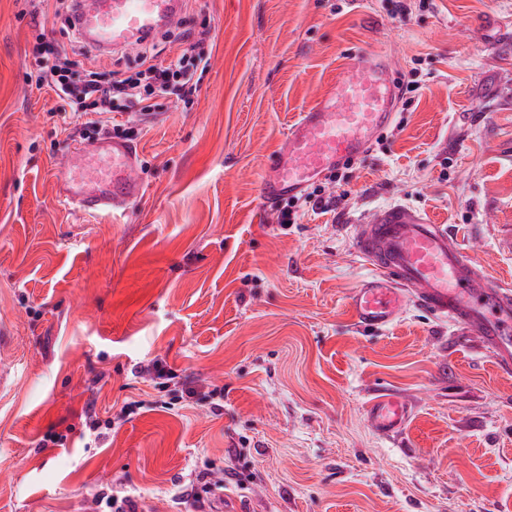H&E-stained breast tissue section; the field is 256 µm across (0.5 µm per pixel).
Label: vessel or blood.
Here are the masks:
<instances>
[{
  "label": "vessel or blood",
  "mask_w": 512,
  "mask_h": 512,
  "mask_svg": "<svg viewBox=\"0 0 512 512\" xmlns=\"http://www.w3.org/2000/svg\"><path fill=\"white\" fill-rule=\"evenodd\" d=\"M183 0H77L75 31L95 48H130L177 23ZM349 73L299 113L275 156L261 191L268 200L302 191L312 181L363 157L393 121L396 87L383 51L360 53ZM136 150L115 139L70 148L53 177L64 201L83 213L127 210L140 193ZM354 248L371 269L349 297L357 324L379 330L398 319L408 302L462 326L512 372V285L493 280L440 224L393 206L351 227ZM411 415L401 397L380 393L366 418L382 438H395Z\"/></svg>",
  "instance_id": "vessel-or-blood-1"
}]
</instances>
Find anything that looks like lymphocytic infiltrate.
<instances>
[{
  "label": "lymphocytic infiltrate",
  "mask_w": 512,
  "mask_h": 512,
  "mask_svg": "<svg viewBox=\"0 0 512 512\" xmlns=\"http://www.w3.org/2000/svg\"><path fill=\"white\" fill-rule=\"evenodd\" d=\"M205 33H180L182 50L168 60L143 57L137 73L125 75L113 71L102 76L88 67L77 53L64 45L37 35L33 53L40 62L36 74L27 75L28 84L54 93L55 116L68 121L74 134L84 137L88 132L109 138L135 137L134 128L113 123L111 115L123 112L146 116L157 110L158 99L181 98L196 89L195 76L207 69L209 54L204 51Z\"/></svg>",
  "instance_id": "lymphocytic-infiltrate-1"
}]
</instances>
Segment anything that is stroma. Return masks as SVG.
I'll list each match as a JSON object with an SVG mask.
<instances>
[{
  "instance_id": "stroma-1",
  "label": "stroma",
  "mask_w": 512,
  "mask_h": 512,
  "mask_svg": "<svg viewBox=\"0 0 512 512\" xmlns=\"http://www.w3.org/2000/svg\"><path fill=\"white\" fill-rule=\"evenodd\" d=\"M29 8L0 0V512H93L103 492L195 512L179 487L221 472L210 512H512V375L416 305L368 333L348 300L368 273L350 227L395 205L512 283V0H184L210 65L133 139L143 192L116 215L59 199L71 141L25 75L41 31L101 72L134 74L142 49L90 48L63 11L34 29ZM380 49L396 125L335 210L277 224L261 183L289 126ZM154 359L221 410L162 408L134 374ZM384 390L411 405L396 439L366 420Z\"/></svg>"
}]
</instances>
